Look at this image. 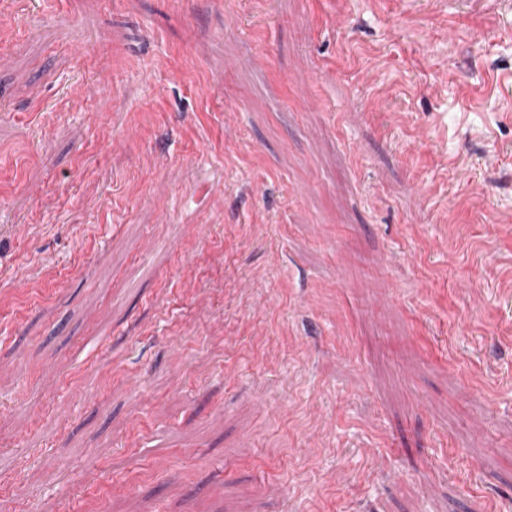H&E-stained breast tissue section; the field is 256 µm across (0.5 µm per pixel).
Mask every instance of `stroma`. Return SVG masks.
Returning a JSON list of instances; mask_svg holds the SVG:
<instances>
[{
    "mask_svg": "<svg viewBox=\"0 0 512 512\" xmlns=\"http://www.w3.org/2000/svg\"><path fill=\"white\" fill-rule=\"evenodd\" d=\"M0 512H512V0H0Z\"/></svg>",
    "mask_w": 512,
    "mask_h": 512,
    "instance_id": "1",
    "label": "stroma"
}]
</instances>
